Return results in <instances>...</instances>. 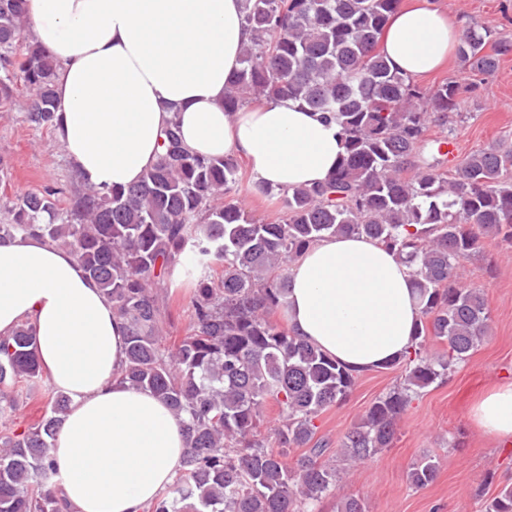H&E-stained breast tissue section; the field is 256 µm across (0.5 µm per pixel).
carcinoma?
Instances as JSON below:
<instances>
[{
  "instance_id": "obj_1",
  "label": "carcinoma",
  "mask_w": 512,
  "mask_h": 512,
  "mask_svg": "<svg viewBox=\"0 0 512 512\" xmlns=\"http://www.w3.org/2000/svg\"><path fill=\"white\" fill-rule=\"evenodd\" d=\"M399 0H246L254 37L227 81L224 111L248 101L294 99L336 122L346 154L325 183L282 192L276 223L245 218L235 198L233 158L189 153L164 131L160 160L128 188H88L66 206L46 189L8 207L0 239L34 235L67 248L128 325L123 379L152 392L182 419L188 448L175 483L144 512H322L339 473L315 438L322 411L343 400L355 375L335 358L272 320L287 309L288 265L338 232L364 235L416 267L422 304L412 350L399 363L403 382L368 408L337 454L361 463L393 445L412 398L447 379L490 329L482 292L459 282L462 261L495 237L512 244V150L491 146L452 172L424 156L431 124L462 116L470 87L455 80L425 89L390 66L379 42ZM25 0H0V99L17 82L29 91L24 121L53 128L55 63L36 44L16 58ZM512 53V39L489 29L466 33L460 61L491 74ZM193 291L190 332L169 336L162 291L178 264ZM447 351L428 354L429 340ZM43 385L44 413L29 426L9 425L20 401ZM280 425L261 437L264 407ZM69 398L43 384L29 323L0 336V512H58L52 441ZM303 448L295 465L283 448ZM438 463L424 458L406 472L429 486ZM484 512H512V485Z\"/></svg>"
}]
</instances>
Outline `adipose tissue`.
<instances>
[{
  "label": "adipose tissue",
  "mask_w": 512,
  "mask_h": 512,
  "mask_svg": "<svg viewBox=\"0 0 512 512\" xmlns=\"http://www.w3.org/2000/svg\"><path fill=\"white\" fill-rule=\"evenodd\" d=\"M25 9L56 64L54 132L82 185L139 183L171 126L189 153L240 158L278 190L325 182L345 153L340 127L295 100L225 111L251 38L244 0H26ZM461 35L427 5L397 11L380 50L419 78ZM287 301L290 331L356 372L410 352L422 317L414 267L357 235L308 248ZM23 322L70 399L53 441L59 497L71 512H138L172 485L186 438L162 399L124 381L125 321L69 250L17 235L0 240V335ZM469 419L486 438L512 440V381L478 399Z\"/></svg>",
  "instance_id": "1"
}]
</instances>
